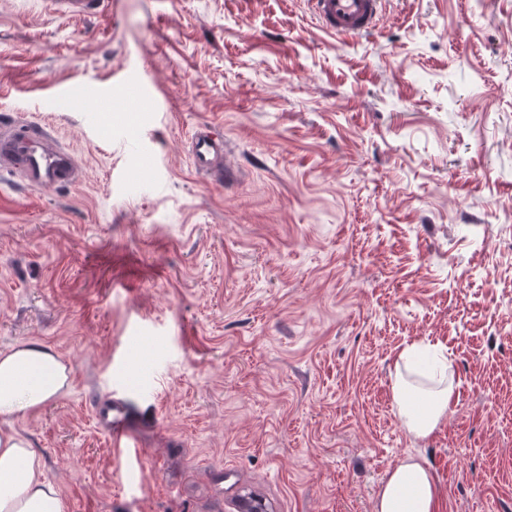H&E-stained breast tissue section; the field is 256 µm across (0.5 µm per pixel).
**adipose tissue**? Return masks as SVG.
Masks as SVG:
<instances>
[{"label": "adipose tissue", "mask_w": 512, "mask_h": 512, "mask_svg": "<svg viewBox=\"0 0 512 512\" xmlns=\"http://www.w3.org/2000/svg\"><path fill=\"white\" fill-rule=\"evenodd\" d=\"M418 353L401 352L405 368L398 374L393 398L414 437H427L445 416L454 395L449 377L417 385L407 370ZM69 387L66 365L50 347L26 341L0 352V419L41 408ZM437 496L434 477L420 458L406 456L389 471L374 512H433ZM0 512H64L57 488L43 476V463L30 441L0 429Z\"/></svg>", "instance_id": "ef3b65f1"}]
</instances>
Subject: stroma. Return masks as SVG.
<instances>
[{
    "mask_svg": "<svg viewBox=\"0 0 512 512\" xmlns=\"http://www.w3.org/2000/svg\"><path fill=\"white\" fill-rule=\"evenodd\" d=\"M2 112L75 166L0 170V351L70 376L5 426L64 512H374L409 454L436 512H512V0H388L348 41L306 0H0ZM412 344L455 384L425 438ZM224 152V134L212 126H205L192 136V154L196 170L207 171L212 160ZM418 351V346H410L399 355L407 375L401 370L398 371L392 391L398 412L408 431L414 437L425 438L445 416L453 399L454 385L449 379L452 377L450 364H448V374L438 380H431V385L414 384L410 377L416 372L412 367V361ZM415 397L423 399L429 408L419 412L414 405ZM110 409L103 412V417L107 421L108 427L112 433V445L115 448H128V430L125 424L124 410L117 403L112 404V415ZM110 416V417H109Z\"/></svg>",
    "mask_w": 512,
    "mask_h": 512,
    "instance_id": "obj_1",
    "label": "stroma"
}]
</instances>
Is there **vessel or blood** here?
I'll use <instances>...</instances> for the list:
<instances>
[{"label":"vessel or blood","instance_id":"obj_1","mask_svg":"<svg viewBox=\"0 0 512 512\" xmlns=\"http://www.w3.org/2000/svg\"><path fill=\"white\" fill-rule=\"evenodd\" d=\"M386 0H308L316 23L326 32L348 39L356 38L374 29ZM53 131L49 126L37 125L4 137L0 135V164L21 169L29 184L53 183L67 185L74 170L71 157L50 147ZM224 152V135L207 126L192 136V154L195 168L207 171L212 160ZM112 433V444L117 448L128 445V430L121 405H113L107 419Z\"/></svg>","mask_w":512,"mask_h":512}]
</instances>
